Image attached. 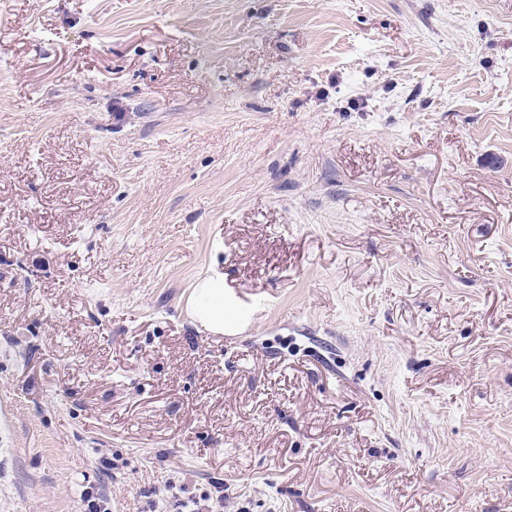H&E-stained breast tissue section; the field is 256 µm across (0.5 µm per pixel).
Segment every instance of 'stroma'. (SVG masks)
<instances>
[{
	"instance_id": "stroma-1",
	"label": "stroma",
	"mask_w": 512,
	"mask_h": 512,
	"mask_svg": "<svg viewBox=\"0 0 512 512\" xmlns=\"http://www.w3.org/2000/svg\"><path fill=\"white\" fill-rule=\"evenodd\" d=\"M1 408L0 512H512V0H0ZM224 302L231 307L225 306ZM263 305L264 302L261 301L249 303L242 301L235 292L224 286V274L214 271L198 283L191 305V314L203 328L213 333L224 334L225 324L234 317L231 312L233 308L247 314V318L236 322L228 329H236L253 322ZM201 500L204 503H201ZM210 500H212L211 503H206V502H210ZM215 500H216V502H215ZM175 501H176L174 504L175 510H173V511H178V512H220V511L224 510V494H220V495L216 496V499H213V497L204 496V498H202V499L188 497L187 500H185V498L184 499L177 498ZM190 507H192L190 510H184V509L190 508ZM214 508H220L222 510H213Z\"/></svg>"
}]
</instances>
